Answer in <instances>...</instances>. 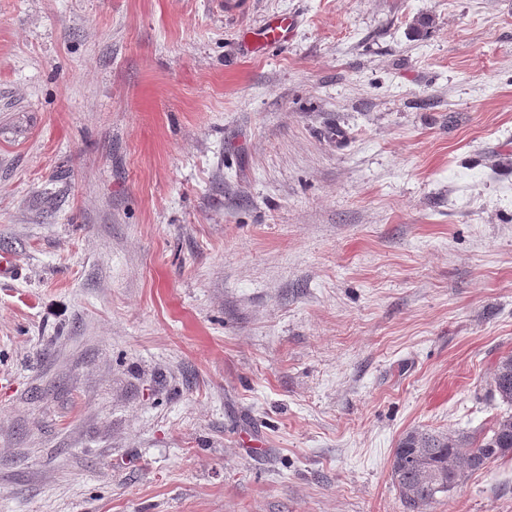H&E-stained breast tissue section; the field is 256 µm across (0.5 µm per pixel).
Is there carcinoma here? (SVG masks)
<instances>
[{
	"mask_svg": "<svg viewBox=\"0 0 512 512\" xmlns=\"http://www.w3.org/2000/svg\"><path fill=\"white\" fill-rule=\"evenodd\" d=\"M489 396L512 405V355L500 359ZM506 457H512L511 413L496 419L478 437L414 429L403 435L394 450L391 480L405 512H425L427 506L452 492L469 475Z\"/></svg>",
	"mask_w": 512,
	"mask_h": 512,
	"instance_id": "obj_1",
	"label": "carcinoma"
}]
</instances>
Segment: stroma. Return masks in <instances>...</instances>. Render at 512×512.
<instances>
[{"label":"stroma","mask_w":512,"mask_h":512,"mask_svg":"<svg viewBox=\"0 0 512 512\" xmlns=\"http://www.w3.org/2000/svg\"><path fill=\"white\" fill-rule=\"evenodd\" d=\"M0 255V512H403L507 410L512 0H0ZM292 21L288 17L278 16L269 19L253 31L254 41L258 44H284L292 30ZM489 396L506 405H512V355L500 359L490 382ZM506 457H512L511 413L497 418L479 437L414 429L394 450L391 480L404 511L423 512L469 475Z\"/></svg>","instance_id":"obj_1"}]
</instances>
